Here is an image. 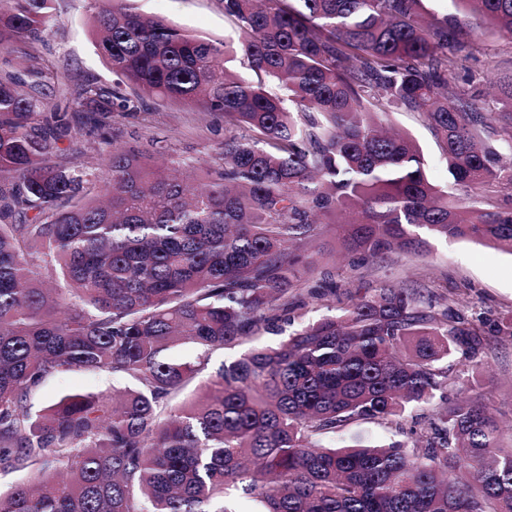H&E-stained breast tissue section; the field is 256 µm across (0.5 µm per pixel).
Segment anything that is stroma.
Returning a JSON list of instances; mask_svg holds the SVG:
<instances>
[{
    "label": "stroma",
    "instance_id": "stroma-1",
    "mask_svg": "<svg viewBox=\"0 0 512 512\" xmlns=\"http://www.w3.org/2000/svg\"><path fill=\"white\" fill-rule=\"evenodd\" d=\"M142 13L162 16L176 25L217 40L235 36L220 0H133ZM92 18L86 0H58L49 26L45 57L68 74L72 82L96 80L113 84L111 69L97 55L92 37ZM465 71L454 84L496 96L498 73L512 70V37L486 33L468 46ZM394 130L413 137L422 147L426 171L435 182L448 180L442 151L429 127L415 112H392L386 118ZM115 143L147 155L164 152L168 157L195 166L209 163L224 141L221 115L198 111L182 104H150L149 108L112 115ZM314 243L318 272L332 271L343 288L356 290L382 280L405 282L424 288L437 299L438 309L470 312L477 309L494 317L512 316V253L467 239L429 238L423 253H399L351 269L335 225L322 224ZM484 396L502 429L512 428V338H492L484 354ZM119 378L105 372L73 370L46 381L33 396L35 408H43L70 393H109L123 388Z\"/></svg>",
    "mask_w": 512,
    "mask_h": 512
}]
</instances>
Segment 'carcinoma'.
<instances>
[{
    "mask_svg": "<svg viewBox=\"0 0 512 512\" xmlns=\"http://www.w3.org/2000/svg\"><path fill=\"white\" fill-rule=\"evenodd\" d=\"M55 2L0 0V49L30 62L0 70V471L21 474L0 512H512V447L480 394V354L512 319L450 320L404 282L344 305L333 283L306 294L335 313L287 331L306 315L321 215L354 267L425 234L512 251V205L498 204L512 153L488 140L498 128L512 149V74L493 106L450 87L461 40L487 22L512 36V0H451L461 19L425 0H222L235 44L90 0L112 87L72 86L41 58ZM238 56L254 77L226 68ZM121 85L224 115L200 188L196 167L173 175L176 161L119 144L96 171L63 163L64 139L127 110ZM401 110L431 129L449 185L385 131ZM244 344L197 399L184 393L204 363L165 357ZM454 352L475 396L446 400L411 441L322 443L355 420L404 430ZM71 370L128 386L33 410Z\"/></svg>",
    "mask_w": 512,
    "mask_h": 512,
    "instance_id": "obj_1",
    "label": "carcinoma"
}]
</instances>
